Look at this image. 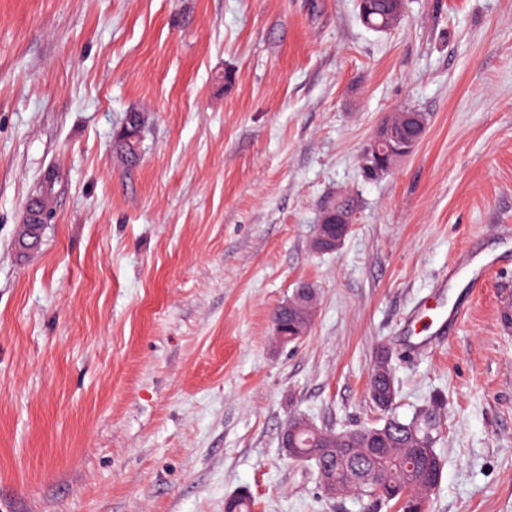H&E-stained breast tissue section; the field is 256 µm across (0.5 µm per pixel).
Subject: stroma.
I'll return each instance as SVG.
<instances>
[{"mask_svg": "<svg viewBox=\"0 0 512 512\" xmlns=\"http://www.w3.org/2000/svg\"><path fill=\"white\" fill-rule=\"evenodd\" d=\"M418 148L365 179L376 127ZM147 122L136 159L115 148ZM56 171L54 217L17 248ZM350 197L333 252L313 228ZM512 0H0V512H365L288 458L292 416L431 422L428 512H512ZM492 262L446 344L409 319L459 258ZM310 332L272 315L300 283ZM386 355L392 411L369 392Z\"/></svg>", "mask_w": 512, "mask_h": 512, "instance_id": "stroma-1", "label": "stroma"}]
</instances>
